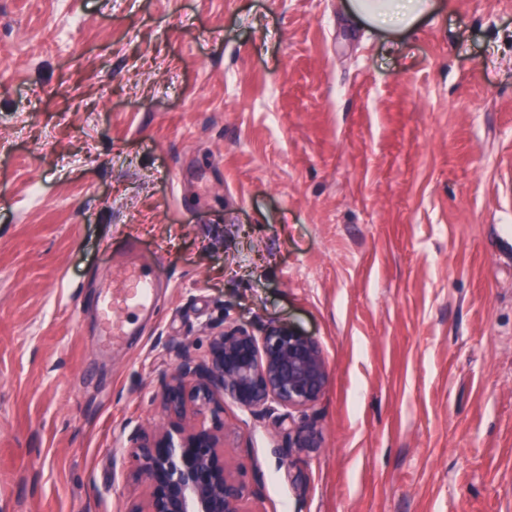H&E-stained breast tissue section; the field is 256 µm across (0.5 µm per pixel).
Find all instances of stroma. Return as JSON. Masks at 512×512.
Wrapping results in <instances>:
<instances>
[{"instance_id":"35a3bbf8","label":"stroma","mask_w":512,"mask_h":512,"mask_svg":"<svg viewBox=\"0 0 512 512\" xmlns=\"http://www.w3.org/2000/svg\"><path fill=\"white\" fill-rule=\"evenodd\" d=\"M443 2L0 0V512H128L182 353L272 323L330 377L310 453L225 401L252 512H512V0ZM435 5V0H350L356 15L391 29L411 27ZM102 288L100 311L103 336L113 345L129 334L126 313L131 310H154L156 284L143 272L142 266L131 264L113 279H108Z\"/></svg>"}]
</instances>
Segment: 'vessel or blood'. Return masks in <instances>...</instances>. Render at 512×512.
<instances>
[{
    "label": "vessel or blood",
    "mask_w": 512,
    "mask_h": 512,
    "mask_svg": "<svg viewBox=\"0 0 512 512\" xmlns=\"http://www.w3.org/2000/svg\"><path fill=\"white\" fill-rule=\"evenodd\" d=\"M154 288V280L135 264L124 267L117 276L104 283L100 311L103 334L108 342H118L128 335L126 313L153 309Z\"/></svg>",
    "instance_id": "obj_1"
}]
</instances>
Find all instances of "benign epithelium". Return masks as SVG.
I'll return each mask as SVG.
<instances>
[{
  "mask_svg": "<svg viewBox=\"0 0 512 512\" xmlns=\"http://www.w3.org/2000/svg\"><path fill=\"white\" fill-rule=\"evenodd\" d=\"M329 368L310 335L273 324L260 336L226 328L204 358L183 353L162 397V426L128 437L137 461L134 479L145 485L144 504L127 512H252L254 492L224 455V399L284 427L324 395ZM292 448L319 447L314 427L288 428Z\"/></svg>",
  "mask_w": 512,
  "mask_h": 512,
  "instance_id": "obj_1",
  "label": "benign epithelium"
}]
</instances>
